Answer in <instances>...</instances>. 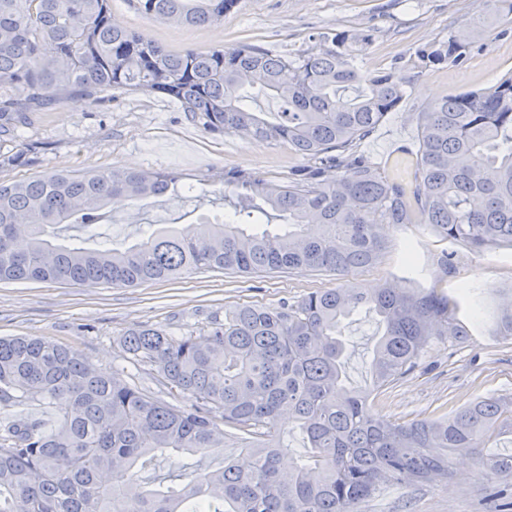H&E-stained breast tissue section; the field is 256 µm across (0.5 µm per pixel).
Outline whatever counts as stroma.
<instances>
[{"mask_svg": "<svg viewBox=\"0 0 512 512\" xmlns=\"http://www.w3.org/2000/svg\"><path fill=\"white\" fill-rule=\"evenodd\" d=\"M487 11L485 0H238L220 22L191 27L145 15L137 0H112L117 20L174 54L251 45L273 55L304 57L335 34H370L369 43L354 52L355 68L365 76L390 72L405 97L358 142L357 153L363 157L388 130L396 134V149L415 148L423 108L452 94L488 89L512 74V24L499 20L488 31L474 30ZM452 33L472 38L462 61L414 68L418 49ZM23 149L28 152L23 165L1 168L0 183L112 166L176 176L175 194L111 209L97 225L96 242L116 248L162 226L184 228L230 218L232 208L218 195L225 172L282 182L310 164L284 142L208 133L177 103L142 91L120 93L97 105L78 95L52 105L17 137L0 138V153ZM382 232L388 247L379 263L348 277L326 271L243 275L202 269L135 287L0 282V337L46 338L68 345L101 372L124 370L129 383L144 393L182 406L185 398L169 394L148 370L125 364L119 340L130 329L196 331L228 306L277 307L317 289L350 283L374 291L437 289L458 302L467 339L433 337L420 366L375 397L373 411L411 421L483 396L512 397V338L494 333L496 311L503 299L512 297V247L477 252L441 239L419 216L410 224L383 225ZM376 332L371 313L361 311L346 321L349 386L365 384ZM454 468L456 478L439 485L384 484L356 512H499L492 482L471 458L455 457Z\"/></svg>", "mask_w": 512, "mask_h": 512, "instance_id": "stroma-1", "label": "stroma"}]
</instances>
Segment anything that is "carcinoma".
<instances>
[{"label": "carcinoma", "mask_w": 512, "mask_h": 512, "mask_svg": "<svg viewBox=\"0 0 512 512\" xmlns=\"http://www.w3.org/2000/svg\"><path fill=\"white\" fill-rule=\"evenodd\" d=\"M236 3L138 0V8L197 26L223 20ZM368 41L339 34L302 61L251 46L172 54L116 20L110 0H0V136L74 94L96 103L135 90L179 102L209 133L286 141L301 156L325 155L346 168L331 181L318 167L280 183L231 175L219 193L233 203V222L159 229L125 249L52 240L63 224L100 223L113 200L167 194L176 177L113 166L0 183V281L133 287L200 268L350 276L377 264L386 249L379 225L410 224L413 211L401 184L351 153L404 97L390 73L366 77L353 67V44ZM469 49L450 35L418 58L425 66L456 63ZM253 90L283 110L251 111ZM418 120L414 198L427 224L478 251L512 245V76L449 95ZM271 210L284 230H244ZM456 307L435 290L371 294L350 285L291 305L226 308L200 336L128 331L124 358L189 397L180 407L117 371L99 374L55 341L0 338V408L63 409L52 425L22 413L0 419V512H355L387 480H451L453 455L474 456L489 440L512 436V398L484 397L411 422L375 414L369 400L418 366L431 325L466 335ZM360 309L375 314L378 333L368 384L354 388L344 382L342 329ZM495 331L512 337V309L497 314ZM294 431L305 452L285 475L281 459L292 453ZM228 435L239 442L238 457L203 465ZM173 452L190 460L177 486H163L160 464ZM482 465L499 480L512 478V455Z\"/></svg>", "instance_id": "cac0c4a2"}]
</instances>
